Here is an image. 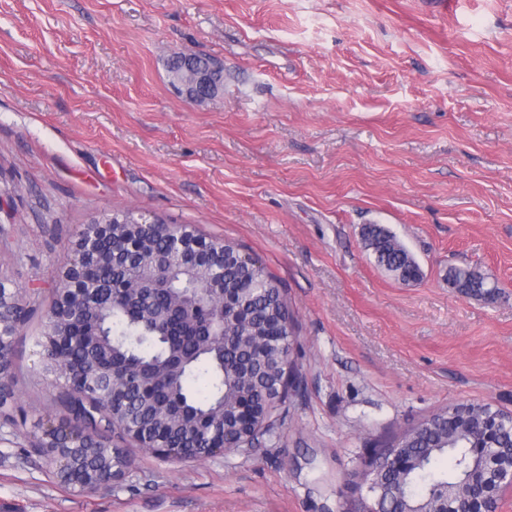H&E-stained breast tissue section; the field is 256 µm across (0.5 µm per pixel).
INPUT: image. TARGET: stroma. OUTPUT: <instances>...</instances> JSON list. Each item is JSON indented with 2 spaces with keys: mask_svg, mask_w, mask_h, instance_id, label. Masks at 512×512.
<instances>
[{
  "mask_svg": "<svg viewBox=\"0 0 512 512\" xmlns=\"http://www.w3.org/2000/svg\"><path fill=\"white\" fill-rule=\"evenodd\" d=\"M224 68L202 104L174 57ZM0 270L27 373L0 428V512H349L375 448L444 407L512 412V0H0ZM130 209L242 245L283 283L296 385L248 455L80 493L33 433L61 413L44 325L91 215ZM387 225L424 277L395 281ZM480 272L494 300L449 288ZM364 241L374 255L376 263L394 274L403 283L420 280L422 272L408 250L382 224H367L363 229Z\"/></svg>",
  "mask_w": 512,
  "mask_h": 512,
  "instance_id": "obj_1",
  "label": "stroma"
}]
</instances>
